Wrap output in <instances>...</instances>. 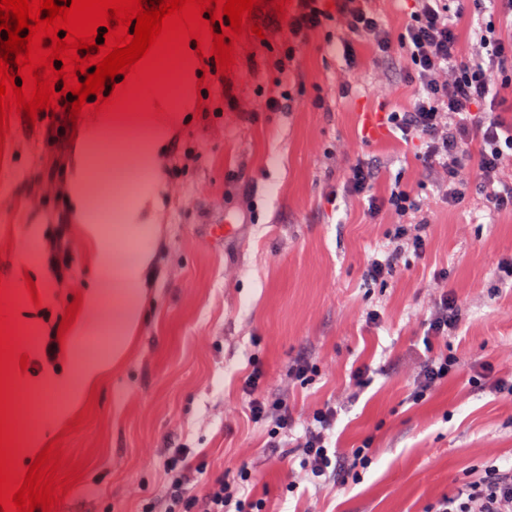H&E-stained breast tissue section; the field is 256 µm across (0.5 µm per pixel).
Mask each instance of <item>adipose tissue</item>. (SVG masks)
<instances>
[{
	"instance_id": "adipose-tissue-1",
	"label": "adipose tissue",
	"mask_w": 512,
	"mask_h": 512,
	"mask_svg": "<svg viewBox=\"0 0 512 512\" xmlns=\"http://www.w3.org/2000/svg\"><path fill=\"white\" fill-rule=\"evenodd\" d=\"M199 78L198 69H191L179 87V105L171 107L168 101H160V114L151 118L134 119L128 113H101L96 125L88 127L84 139L74 150V164L67 176V198L76 223L81 224L89 236H97L98 226L91 213V179L89 175L88 143L97 138L100 128H108L114 134H121L129 125L138 124L146 147L139 161V168L154 182H161L160 159L166 152L171 132L180 113L190 111L194 103V89ZM153 253L149 248H138L134 256H127L123 250L115 249L106 257V264L113 270L112 277L97 280L88 291L86 302H94L106 290L121 295L118 310L112 313V326L118 336L112 347L109 360L83 369L80 384L83 392H90L103 379L110 367L120 364L127 356L132 340L142 320V300L146 294L145 274L152 264Z\"/></svg>"
}]
</instances>
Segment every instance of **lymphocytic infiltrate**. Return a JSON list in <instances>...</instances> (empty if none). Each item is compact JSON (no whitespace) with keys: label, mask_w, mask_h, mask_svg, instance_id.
Returning a JSON list of instances; mask_svg holds the SVG:
<instances>
[{"label":"lymphocytic infiltrate","mask_w":512,"mask_h":512,"mask_svg":"<svg viewBox=\"0 0 512 512\" xmlns=\"http://www.w3.org/2000/svg\"><path fill=\"white\" fill-rule=\"evenodd\" d=\"M339 12L352 38L369 39L381 57L404 52L405 72L418 87L417 99L411 110L390 115L389 122L405 135L423 139L426 164L440 167L448 177L449 203L465 196L458 158L475 144L479 147L476 176L487 203L496 210L512 209V187L495 186L504 153L512 151V125L496 114L492 83L494 73L512 69V38L499 36L494 26L479 27L474 31L479 54L460 57L447 0H415L410 20L398 34L358 0H341ZM334 416L330 408L316 412L314 427L303 437L311 480L328 475L332 465L326 442ZM189 472L185 452L170 458L161 512H230L223 481L212 483L204 497L188 496ZM437 512H512V468L492 469L482 481L458 487L442 500Z\"/></svg>","instance_id":"f902f5d3"}]
</instances>
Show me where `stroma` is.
Wrapping results in <instances>:
<instances>
[{
  "mask_svg": "<svg viewBox=\"0 0 512 512\" xmlns=\"http://www.w3.org/2000/svg\"><path fill=\"white\" fill-rule=\"evenodd\" d=\"M263 0L252 14L261 36L242 41L227 75L215 69L198 116L179 123L162 159L164 181L117 201L145 210L141 225L100 223L87 239L66 200L74 136L70 119L12 121L0 143V278L14 307L30 305L23 270L37 273L41 309L19 323L25 373L13 396L18 444L40 437L53 418H80L62 448L81 479L56 512H147L165 488L169 453L189 449L194 495L215 479L247 485L241 512H433L464 483L491 467H512V210H490L475 178L464 200H445L448 179L427 169L425 143L393 125L369 133L363 115L409 110L415 88L401 65L379 58L371 41L354 42L355 69L336 45L347 35L338 7L320 26L289 40L286 16ZM458 52L472 56L474 31L495 21L466 8L453 17ZM283 110L268 111L271 97ZM375 166L380 209L346 189L357 163ZM404 190L418 209L397 214L391 193ZM422 235L407 249L402 228ZM65 240L72 260L51 270L50 250ZM149 243L154 273L144 318L125 364L95 398L56 388L92 364L82 346L99 335L114 298L82 304L76 358L47 361L41 345L57 338L62 315L92 285L108 247ZM400 252L395 268L370 280L372 260ZM451 296L460 323L427 337L432 307ZM446 366L436 384L415 378L426 359ZM369 371L362 386L350 376ZM261 370L268 399L287 397L289 422L254 419L244 380ZM336 407L329 455L342 469L313 482L300 442L316 411Z\"/></svg>",
  "mask_w": 512,
  "mask_h": 512,
  "instance_id": "stroma-1",
  "label": "stroma"
}]
</instances>
